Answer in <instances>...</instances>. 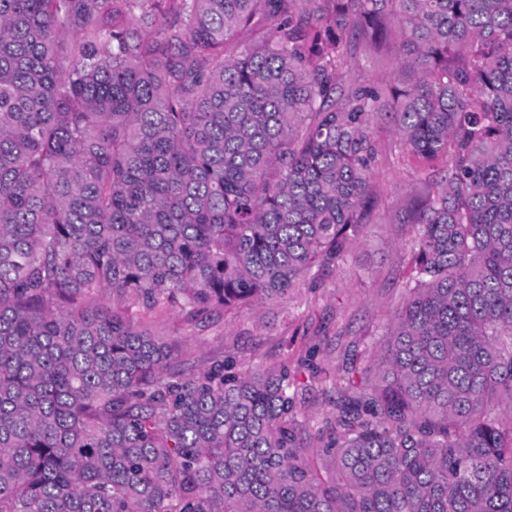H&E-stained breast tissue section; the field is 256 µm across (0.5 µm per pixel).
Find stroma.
<instances>
[{"label":"stroma","mask_w":512,"mask_h":512,"mask_svg":"<svg viewBox=\"0 0 512 512\" xmlns=\"http://www.w3.org/2000/svg\"><path fill=\"white\" fill-rule=\"evenodd\" d=\"M395 71L391 46L358 54L351 75L364 84L388 83ZM382 151L373 174L379 219L368 224L346 265L317 284L301 283L286 299L227 310L203 322L186 321L179 309L135 312L141 327L166 337L176 354L196 370L214 361L239 366L288 365L305 394L303 413L311 429L324 426L334 411L328 394L355 356L371 358L394 315L406 273L397 251L409 227L398 212L425 189L423 163L404 162L392 151L390 125L377 124Z\"/></svg>","instance_id":"obj_1"}]
</instances>
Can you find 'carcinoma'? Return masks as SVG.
I'll return each instance as SVG.
<instances>
[{
    "instance_id": "cac0c4a2",
    "label": "carcinoma",
    "mask_w": 512,
    "mask_h": 512,
    "mask_svg": "<svg viewBox=\"0 0 512 512\" xmlns=\"http://www.w3.org/2000/svg\"><path fill=\"white\" fill-rule=\"evenodd\" d=\"M380 121L444 167L311 445L288 367L196 373L128 312L343 268ZM0 512H512V0H0ZM395 71V54L389 42L382 48L360 53L352 62L351 75L360 83L384 85Z\"/></svg>"
}]
</instances>
